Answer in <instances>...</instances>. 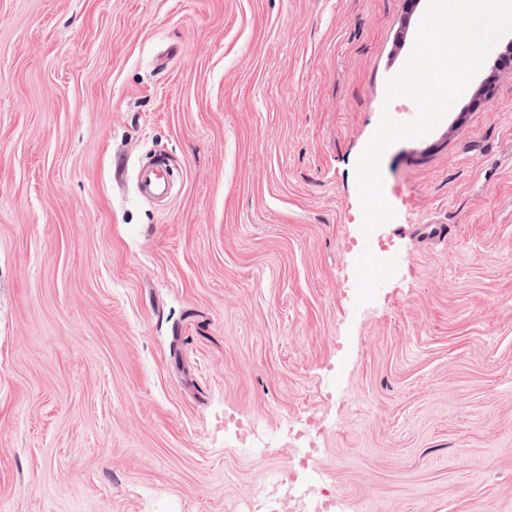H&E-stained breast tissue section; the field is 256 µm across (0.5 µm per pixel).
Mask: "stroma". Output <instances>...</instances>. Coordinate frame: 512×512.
Wrapping results in <instances>:
<instances>
[{
	"label": "stroma",
	"instance_id": "1",
	"mask_svg": "<svg viewBox=\"0 0 512 512\" xmlns=\"http://www.w3.org/2000/svg\"><path fill=\"white\" fill-rule=\"evenodd\" d=\"M424 11L0 0V512H512V32L360 230ZM162 162L141 168L137 173V184L141 194L159 196L166 192V182L162 175Z\"/></svg>",
	"mask_w": 512,
	"mask_h": 512
}]
</instances>
